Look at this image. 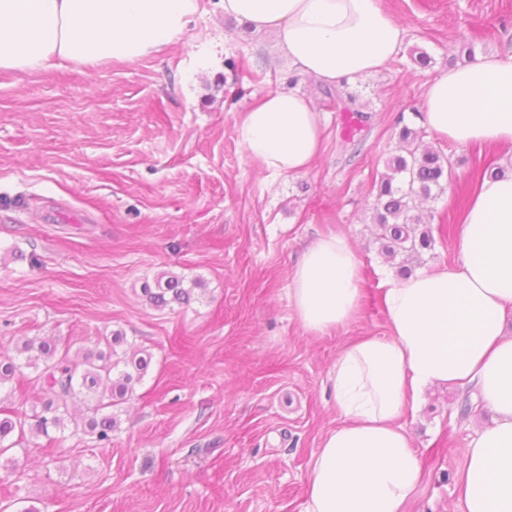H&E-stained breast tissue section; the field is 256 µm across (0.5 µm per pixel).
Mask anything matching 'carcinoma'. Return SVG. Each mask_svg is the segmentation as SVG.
Listing matches in <instances>:
<instances>
[{"label":"carcinoma","instance_id":"obj_1","mask_svg":"<svg viewBox=\"0 0 512 512\" xmlns=\"http://www.w3.org/2000/svg\"><path fill=\"white\" fill-rule=\"evenodd\" d=\"M405 154L390 159L391 173L375 185L376 241L389 257L402 253L410 263H400L397 274L407 277L423 261V254L434 248L431 220L418 213L421 201L444 190L443 181L451 176V163L424 143L421 130L403 126L399 132ZM201 287L194 279L184 287V278L162 273L153 282L142 284V293L155 308L172 303L187 304L193 290ZM104 348L75 359L70 345L57 338L38 337L16 347L17 355L0 353V390L12 384L23 370L34 369L38 409L31 415L0 417V458L14 464L10 453L28 442V437L50 436L68 426L84 431L107 443L118 426L114 408L124 403L141 381L152 360L142 349L123 348L126 337L115 331L103 337ZM88 402L90 415L78 420L70 411L77 398Z\"/></svg>","mask_w":512,"mask_h":512}]
</instances>
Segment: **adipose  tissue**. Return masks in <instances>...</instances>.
Listing matches in <instances>:
<instances>
[{"label":"adipose tissue","mask_w":512,"mask_h":512,"mask_svg":"<svg viewBox=\"0 0 512 512\" xmlns=\"http://www.w3.org/2000/svg\"><path fill=\"white\" fill-rule=\"evenodd\" d=\"M220 4L325 84L379 72L406 36L382 0ZM198 11L199 0H0V71L136 62L185 42ZM423 112L435 138L511 156L512 53L437 74ZM236 133L248 159L280 175L307 173L321 154L318 111L299 90L263 95ZM453 249V266L390 281L389 335L359 337L338 356L329 378L344 422L311 458L302 512H402L423 474L403 419L441 387L475 389L494 414L468 443L459 512H512V172L478 184ZM361 266L342 233L303 251L288 302L307 333L357 319Z\"/></svg>","instance_id":"obj_1"}]
</instances>
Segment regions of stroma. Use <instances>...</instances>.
Segmentation results:
<instances>
[{"label": "stroma", "instance_id": "obj_1", "mask_svg": "<svg viewBox=\"0 0 512 512\" xmlns=\"http://www.w3.org/2000/svg\"><path fill=\"white\" fill-rule=\"evenodd\" d=\"M215 2L200 0L186 44L134 63L0 72V352L36 336L91 349L119 330L152 355L109 444L68 429L15 449L18 475L0 459L6 512H302L311 457L343 422L329 372L356 337L388 333L394 263L374 242L372 186L403 151L400 126L423 127L429 80L512 51V0H383L403 44L332 98ZM291 87L312 96L323 150L306 174L275 176L235 123ZM433 147L453 180L423 210L454 224L461 186L495 156ZM336 232L361 255L363 309L313 336L288 289L303 250ZM163 272L204 286L154 308L141 285ZM456 396L433 389L403 420L425 468L405 512H455L468 442L491 418L459 422Z\"/></svg>", "mask_w": 512, "mask_h": 512}]
</instances>
